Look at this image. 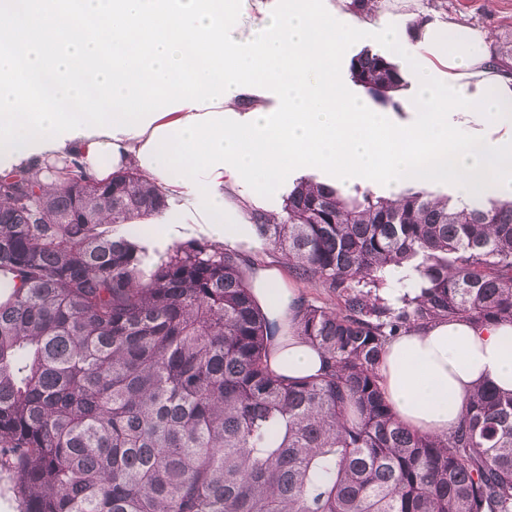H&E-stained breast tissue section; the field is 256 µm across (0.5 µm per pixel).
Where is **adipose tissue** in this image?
<instances>
[{"label":"adipose tissue","instance_id":"1","mask_svg":"<svg viewBox=\"0 0 512 512\" xmlns=\"http://www.w3.org/2000/svg\"><path fill=\"white\" fill-rule=\"evenodd\" d=\"M448 62L472 77L492 79L481 40L458 23L449 24ZM152 131L102 133L64 138L62 145L34 151L19 147L0 155V175L20 171L43 172L46 164L75 160L96 179H108L113 171L131 168L156 181L169 197H187L185 209L166 214L165 225L197 224L198 199L188 187L159 178L144 164L140 153ZM253 294L270 320H290L296 300L293 289L282 287L273 268L257 269ZM270 362L274 371L288 379L319 374L320 352L301 337H273ZM379 374L385 395L397 417L412 430L432 436L448 435L457 426L465 403L475 386L490 382L512 389V324L478 323L468 319H437L422 328L395 337L385 347Z\"/></svg>","mask_w":512,"mask_h":512}]
</instances>
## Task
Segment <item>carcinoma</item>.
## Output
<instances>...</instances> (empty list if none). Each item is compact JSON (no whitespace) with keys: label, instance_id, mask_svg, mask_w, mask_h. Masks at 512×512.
Returning a JSON list of instances; mask_svg holds the SVG:
<instances>
[{"label":"carcinoma","instance_id":"obj_1","mask_svg":"<svg viewBox=\"0 0 512 512\" xmlns=\"http://www.w3.org/2000/svg\"><path fill=\"white\" fill-rule=\"evenodd\" d=\"M360 18L377 0H350ZM487 65L512 79V36ZM351 78L396 104L400 66ZM0 177V479L19 512H512V390L479 386L446 437L403 425L380 385L388 341L437 318L512 323V201L408 189L346 196L310 177L259 235L336 308L302 297L292 333L324 355L290 380L255 259L190 240L150 254L128 225L168 208L138 172L75 162ZM416 274L402 305L379 291Z\"/></svg>","mask_w":512,"mask_h":512}]
</instances>
